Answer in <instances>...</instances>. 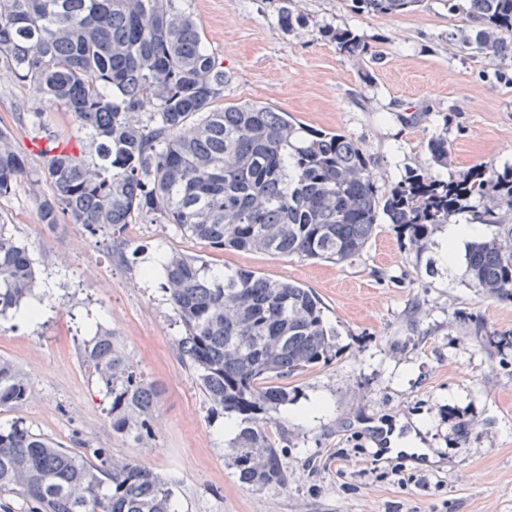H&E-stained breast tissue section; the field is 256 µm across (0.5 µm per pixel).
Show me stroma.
<instances>
[{
	"label": "stroma",
	"instance_id": "obj_1",
	"mask_svg": "<svg viewBox=\"0 0 512 512\" xmlns=\"http://www.w3.org/2000/svg\"><path fill=\"white\" fill-rule=\"evenodd\" d=\"M224 66V104H267L308 127L346 135L364 149L387 194L412 170L446 178L491 163L512 165V62L463 53L467 28L446 0H420L399 15H365L350 0H294L303 27L279 26L280 0H180ZM351 30L379 63L344 53L318 26ZM31 96L0 73V127L28 154L30 178L0 197V224L28 247L39 272L29 306L0 317V357L28 376L30 396L0 410L76 454L111 449L171 483L179 512H512V302L465 285L462 256L417 257L379 224L351 262L221 250L173 225H131L125 243L79 224H44L41 156L15 119ZM419 113L416 123L401 121ZM446 133L449 167L432 163L431 136ZM142 255L128 264L134 248ZM178 251L214 267H246L313 289L336 326V355L288 378L292 399L272 424L288 466L287 487L243 488L226 463L225 416L213 412L179 340L149 259ZM435 260L427 269V260ZM119 336L130 359L160 383L156 439L142 447L113 434L106 403L80 358L96 324ZM485 335H475V327ZM324 409L306 419L314 401ZM470 422L460 439L449 411ZM414 439L424 456L387 452Z\"/></svg>",
	"mask_w": 512,
	"mask_h": 512
}]
</instances>
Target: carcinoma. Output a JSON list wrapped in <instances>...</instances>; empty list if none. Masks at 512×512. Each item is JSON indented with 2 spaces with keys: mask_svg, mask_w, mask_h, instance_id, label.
Segmentation results:
<instances>
[{
  "mask_svg": "<svg viewBox=\"0 0 512 512\" xmlns=\"http://www.w3.org/2000/svg\"><path fill=\"white\" fill-rule=\"evenodd\" d=\"M281 0L278 23L302 17ZM367 15H399L420 0H351ZM460 49L512 59V0H467ZM358 59L376 53L352 31L332 33ZM0 72L28 86L37 104L18 119L43 128L41 104L73 113L87 140L36 135L46 146L52 194L41 222L62 218L113 240L146 218L174 225L213 248L347 262L360 256L384 214L421 255L461 211L492 232L467 244V286L512 301V166L476 167L458 178L413 172L381 195L370 159L353 139L310 129L272 107H217L224 67L177 0H0ZM434 164L448 165V138L432 137ZM29 174L27 155L0 128V197ZM160 288L184 329L182 353L212 409L240 417L228 466L252 490L288 485L271 414L291 400L284 380L327 362L336 330L317 294L291 281L171 252ZM28 248L0 224V316L32 295ZM82 358L108 400L106 419L122 439L146 444L160 388L98 324ZM30 394L28 377L0 358V410ZM0 495L27 512H178L170 483L112 451L75 455L17 419L0 424Z\"/></svg>",
  "mask_w": 512,
  "mask_h": 512,
  "instance_id": "cac0c4a2",
  "label": "carcinoma"
}]
</instances>
